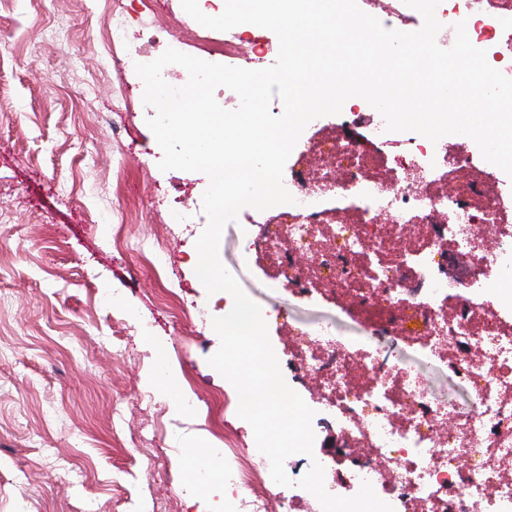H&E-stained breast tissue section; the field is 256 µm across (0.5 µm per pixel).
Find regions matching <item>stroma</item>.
I'll use <instances>...</instances> for the list:
<instances>
[{
	"mask_svg": "<svg viewBox=\"0 0 512 512\" xmlns=\"http://www.w3.org/2000/svg\"><path fill=\"white\" fill-rule=\"evenodd\" d=\"M113 0H0V512H211L213 490L194 486L177 505L184 456L215 434L253 443L234 387L208 363L212 326L161 306L181 286L185 303L224 313L195 274L202 225L175 223V197L201 206L205 174L161 171L163 153L140 103L144 84L117 74L125 48L104 52L100 28ZM62 28L64 40L44 39ZM97 173L96 183L84 175ZM164 246L161 266L112 245L113 225ZM223 265L263 313L273 308L354 327L340 307L299 310L268 288L259 256L237 225L219 244ZM107 288L133 310L101 303ZM153 325L152 338L139 331ZM384 348L439 400L468 398L438 364L399 339ZM175 368L176 395L150 387L157 355ZM200 400L183 407L189 389Z\"/></svg>",
	"mask_w": 512,
	"mask_h": 512,
	"instance_id": "stroma-1",
	"label": "stroma"
}]
</instances>
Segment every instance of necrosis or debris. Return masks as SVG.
I'll list each match as a JSON object with an SVG mask.
<instances>
[{"label":"necrosis or debris","mask_w":512,"mask_h":512,"mask_svg":"<svg viewBox=\"0 0 512 512\" xmlns=\"http://www.w3.org/2000/svg\"><path fill=\"white\" fill-rule=\"evenodd\" d=\"M389 29L412 32L418 11L403 0H358ZM436 41L452 46L457 22L491 66L512 79V0H442ZM343 110L356 136L308 138L290 155V204L248 209L243 227L269 287L345 303L352 340L331 324L283 319L288 362L315 381L344 449L324 460L330 494L362 482L394 512H512V289L479 291L512 275V178L482 171L470 138L431 142L388 132L359 97ZM419 344L447 367L472 405L440 404L430 388L380 350L382 337ZM212 448L235 512H302L306 490L270 494L268 459L228 434Z\"/></svg>","instance_id":"4bbe7bcc"}]
</instances>
